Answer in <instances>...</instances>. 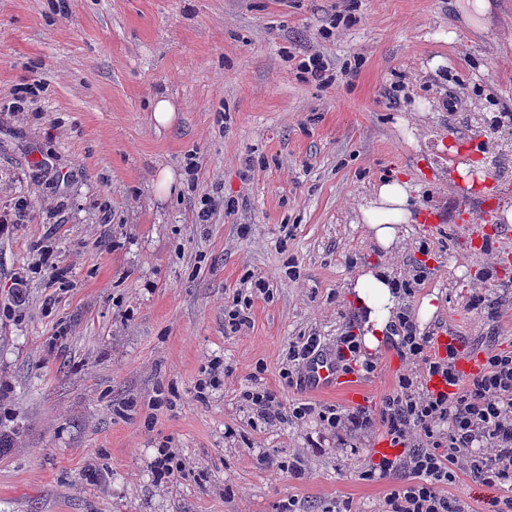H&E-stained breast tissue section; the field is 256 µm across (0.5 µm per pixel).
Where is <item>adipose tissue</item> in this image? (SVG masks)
I'll list each match as a JSON object with an SVG mask.
<instances>
[{"mask_svg":"<svg viewBox=\"0 0 512 512\" xmlns=\"http://www.w3.org/2000/svg\"><path fill=\"white\" fill-rule=\"evenodd\" d=\"M410 191L407 183L390 179L377 186L372 198L361 206V222L381 249L388 251L399 245L401 227L412 217ZM347 291L359 310L364 347L379 349L400 304L390 273L381 267L361 271L349 279Z\"/></svg>","mask_w":512,"mask_h":512,"instance_id":"adipose-tissue-1","label":"adipose tissue"}]
</instances>
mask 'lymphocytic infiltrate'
<instances>
[{"instance_id":"1","label":"lymphocytic infiltrate","mask_w":512,"mask_h":512,"mask_svg":"<svg viewBox=\"0 0 512 512\" xmlns=\"http://www.w3.org/2000/svg\"><path fill=\"white\" fill-rule=\"evenodd\" d=\"M395 334L394 347L412 368L399 374L378 414L364 407L317 411L301 404L286 409L265 389L247 390L244 398L269 422L314 414L330 429L381 424L397 453L381 457L361 477L404 476L386 494L382 512H465L459 500L444 492L464 473L506 489L507 497L491 506L493 512H512V351H488L480 370L465 378L456 368L460 347L451 343L444 353L432 352L431 336L421 333L409 314L400 315Z\"/></svg>"}]
</instances>
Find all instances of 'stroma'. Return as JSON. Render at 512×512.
Instances as JSON below:
<instances>
[{"instance_id":"obj_1","label":"stroma","mask_w":512,"mask_h":512,"mask_svg":"<svg viewBox=\"0 0 512 512\" xmlns=\"http://www.w3.org/2000/svg\"><path fill=\"white\" fill-rule=\"evenodd\" d=\"M490 3L476 31L458 0H0V210L30 212L0 223V512H379L399 479L360 473L390 450L381 426L268 425L241 392L378 410L406 368L390 344L335 393L288 358L310 336L335 352L359 324L347 282L377 266L411 284L401 311L433 299L419 329L462 340L464 375L512 351V0ZM316 52L330 84L298 74ZM389 177L415 202L391 254L359 220ZM208 196L231 208L201 224ZM162 447L186 463L168 483Z\"/></svg>"}]
</instances>
